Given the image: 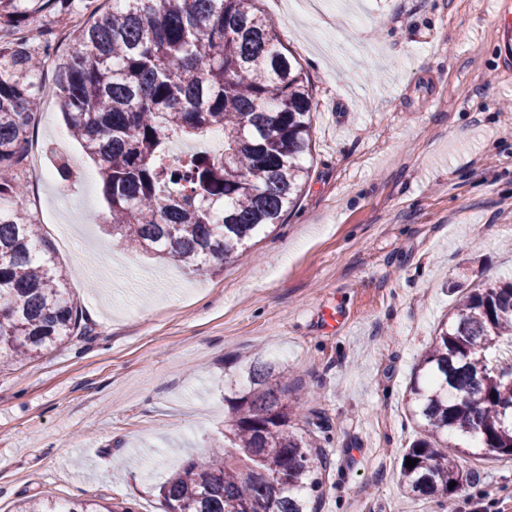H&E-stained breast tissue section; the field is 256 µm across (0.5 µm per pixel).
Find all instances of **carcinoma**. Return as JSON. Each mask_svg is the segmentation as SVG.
<instances>
[{
	"label": "carcinoma",
	"instance_id": "obj_1",
	"mask_svg": "<svg viewBox=\"0 0 512 512\" xmlns=\"http://www.w3.org/2000/svg\"><path fill=\"white\" fill-rule=\"evenodd\" d=\"M73 0H0V360L24 363L81 334L82 312L41 226L14 207L50 44L22 36ZM79 33L58 55L66 124L97 162L110 234L134 251L214 276L284 223L309 178L307 75L257 0H85ZM224 131V156L167 162L171 138ZM246 385L224 396V437L162 487L165 512H315L330 464V424L292 397L278 362L256 353ZM419 436L401 461L414 496L445 509L470 476L463 456L512 459V277L462 291L415 367L407 394ZM416 466H406V459ZM456 482L454 487L449 483ZM22 512H117L31 499Z\"/></svg>",
	"mask_w": 512,
	"mask_h": 512
}]
</instances>
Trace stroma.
<instances>
[{
	"mask_svg": "<svg viewBox=\"0 0 512 512\" xmlns=\"http://www.w3.org/2000/svg\"><path fill=\"white\" fill-rule=\"evenodd\" d=\"M308 21L261 0L317 103L311 178L284 224L201 280L107 231L96 165L54 67L27 152L35 216L86 322L81 340L0 368V512L100 496L163 512L160 488L221 437L224 386L262 348L332 426L316 512H442L407 492L414 365L454 283L512 274V92L488 0H342ZM70 162L73 175L54 173ZM340 311L344 330L322 328ZM461 512H512V460L466 457Z\"/></svg>",
	"mask_w": 512,
	"mask_h": 512,
	"instance_id": "obj_1",
	"label": "stroma"
}]
</instances>
